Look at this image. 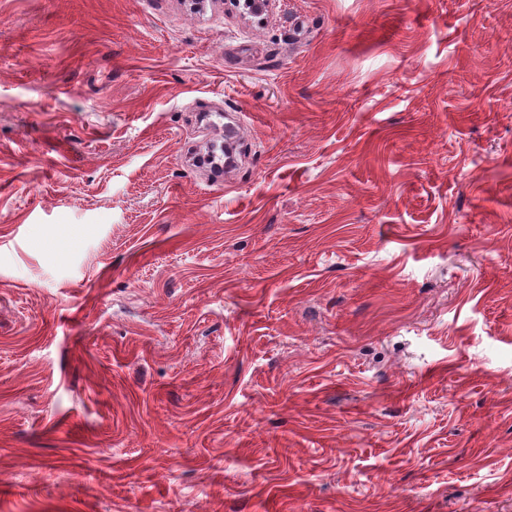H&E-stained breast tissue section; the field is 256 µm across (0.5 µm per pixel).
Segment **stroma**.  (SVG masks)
<instances>
[{"instance_id":"1","label":"stroma","mask_w":512,"mask_h":512,"mask_svg":"<svg viewBox=\"0 0 512 512\" xmlns=\"http://www.w3.org/2000/svg\"><path fill=\"white\" fill-rule=\"evenodd\" d=\"M0 512H512V0H0Z\"/></svg>"}]
</instances>
